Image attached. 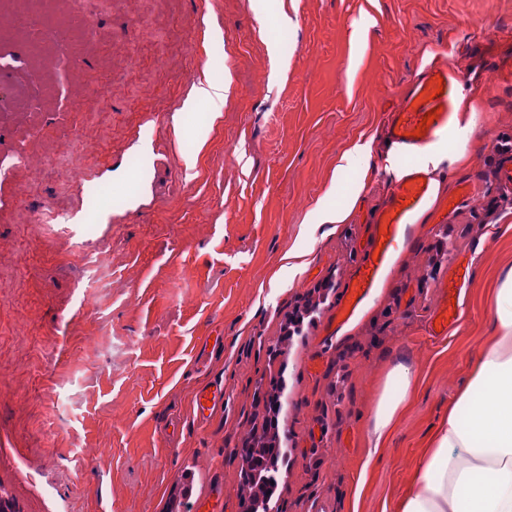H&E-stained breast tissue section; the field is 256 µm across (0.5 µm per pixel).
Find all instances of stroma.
<instances>
[{
    "instance_id": "35a3bbf8",
    "label": "stroma",
    "mask_w": 512,
    "mask_h": 512,
    "mask_svg": "<svg viewBox=\"0 0 512 512\" xmlns=\"http://www.w3.org/2000/svg\"><path fill=\"white\" fill-rule=\"evenodd\" d=\"M0 39V498L17 512H248L236 450L284 386L279 512H383L468 376L512 264V0H54ZM94 17L92 39L82 20ZM479 87L466 163L374 293L332 315L386 193L385 115L435 56ZM223 102L188 111L203 81ZM361 146L358 162L343 154ZM82 182L62 178L64 169ZM338 224L325 221L345 200ZM461 320L429 323L455 260ZM418 377L366 461L384 374Z\"/></svg>"
}]
</instances>
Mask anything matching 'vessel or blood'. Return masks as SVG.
I'll list each match as a JSON object with an SVG mask.
<instances>
[{"label":"vessel or blood","mask_w":512,"mask_h":512,"mask_svg":"<svg viewBox=\"0 0 512 512\" xmlns=\"http://www.w3.org/2000/svg\"><path fill=\"white\" fill-rule=\"evenodd\" d=\"M461 90V81L454 67L433 63L425 67L412 84L405 102L390 113L387 137L394 151L404 159L403 172L391 179L385 203L376 218L373 248L346 291L347 301L336 313L339 321H347L359 305L372 294L389 266L392 245L407 237L411 224L421 216L432 196L434 183L420 159L426 150L447 143L455 132L454 103ZM434 113L433 122H425L426 113ZM423 136H416V129ZM468 269L457 266L448 282V295L431 320L435 330L447 331L462 311L456 303L467 282Z\"/></svg>","instance_id":"vessel-or-blood-1"}]
</instances>
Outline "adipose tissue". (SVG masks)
<instances>
[{
    "label": "adipose tissue",
    "mask_w": 512,
    "mask_h": 512,
    "mask_svg": "<svg viewBox=\"0 0 512 512\" xmlns=\"http://www.w3.org/2000/svg\"><path fill=\"white\" fill-rule=\"evenodd\" d=\"M491 310L493 327L467 380L388 512H512V266L497 278ZM416 385L408 367L387 374L372 412L368 458L387 448Z\"/></svg>",
    "instance_id": "obj_1"
}]
</instances>
